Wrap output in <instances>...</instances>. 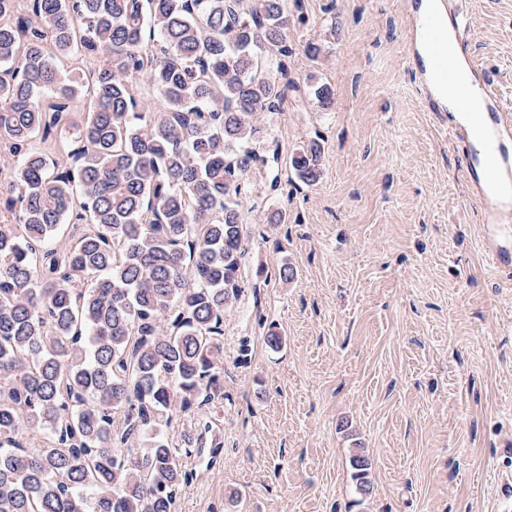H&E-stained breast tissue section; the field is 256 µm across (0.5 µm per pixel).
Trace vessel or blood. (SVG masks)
<instances>
[{"label":"vessel or blood","mask_w":512,"mask_h":512,"mask_svg":"<svg viewBox=\"0 0 512 512\" xmlns=\"http://www.w3.org/2000/svg\"><path fill=\"white\" fill-rule=\"evenodd\" d=\"M411 46L406 66L429 111L444 115L452 143L468 147L467 178L479 201L485 250L512 265V115L473 57L458 0H406Z\"/></svg>","instance_id":"1"}]
</instances>
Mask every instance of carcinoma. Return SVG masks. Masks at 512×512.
<instances>
[{"label": "carcinoma", "mask_w": 512, "mask_h": 512, "mask_svg": "<svg viewBox=\"0 0 512 512\" xmlns=\"http://www.w3.org/2000/svg\"><path fill=\"white\" fill-rule=\"evenodd\" d=\"M288 0H0V512H174L224 398L242 199L323 175L268 129ZM72 238L51 246L59 232ZM371 463L351 456L359 489Z\"/></svg>", "instance_id": "1"}]
</instances>
